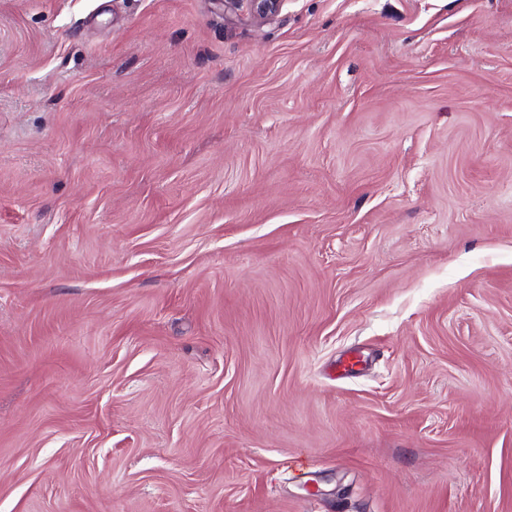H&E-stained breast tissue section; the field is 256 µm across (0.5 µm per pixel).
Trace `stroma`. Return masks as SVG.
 Listing matches in <instances>:
<instances>
[{
  "instance_id": "stroma-1",
  "label": "stroma",
  "mask_w": 512,
  "mask_h": 512,
  "mask_svg": "<svg viewBox=\"0 0 512 512\" xmlns=\"http://www.w3.org/2000/svg\"><path fill=\"white\" fill-rule=\"evenodd\" d=\"M0 512H512V0H0ZM243 2L252 17L263 19L275 15L281 8L284 0H225L224 6L228 9H238Z\"/></svg>"
}]
</instances>
